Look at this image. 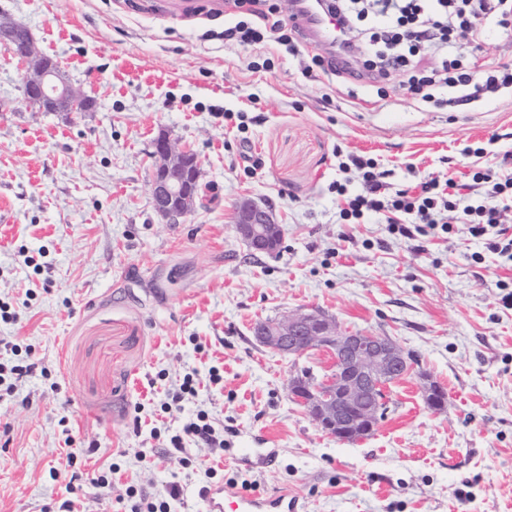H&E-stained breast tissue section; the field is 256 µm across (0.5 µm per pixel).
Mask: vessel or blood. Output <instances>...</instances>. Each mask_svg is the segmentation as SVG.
<instances>
[{
	"instance_id": "vessel-or-blood-1",
	"label": "vessel or blood",
	"mask_w": 512,
	"mask_h": 512,
	"mask_svg": "<svg viewBox=\"0 0 512 512\" xmlns=\"http://www.w3.org/2000/svg\"><path fill=\"white\" fill-rule=\"evenodd\" d=\"M294 15L308 41L338 45L336 20L323 9L321 0H296ZM203 500L205 512H298L297 499L284 490L262 496L218 484L206 488Z\"/></svg>"
}]
</instances>
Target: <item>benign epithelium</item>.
<instances>
[{
  "mask_svg": "<svg viewBox=\"0 0 512 512\" xmlns=\"http://www.w3.org/2000/svg\"><path fill=\"white\" fill-rule=\"evenodd\" d=\"M22 27L0 22V43L21 46L17 58L26 65L23 76L28 101L41 112H90L91 99L72 86L58 64L36 50ZM154 171L150 203L164 224H183L197 209L201 170L195 154L180 148L167 134L153 142ZM232 229L254 253H272L282 244L284 231L273 209L251 198L239 200ZM256 341L284 360L309 351H324L332 364L317 381L306 372L294 376L291 398L298 402L325 434L338 442H354L371 435L385 414V390L411 372L404 348L389 336L342 329L336 319L318 307L296 309L277 321L253 327ZM421 391L436 413L447 410L445 389L424 378Z\"/></svg>",
  "mask_w": 512,
  "mask_h": 512,
  "instance_id": "benign-epithelium-1",
  "label": "benign epithelium"
}]
</instances>
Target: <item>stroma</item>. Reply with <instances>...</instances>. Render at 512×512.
<instances>
[{
	"label": "stroma",
	"instance_id": "1",
	"mask_svg": "<svg viewBox=\"0 0 512 512\" xmlns=\"http://www.w3.org/2000/svg\"><path fill=\"white\" fill-rule=\"evenodd\" d=\"M0 16L96 102L37 111L0 44V303L17 315L0 341L40 367L0 398V512H59L70 483L76 512H116L131 487L205 512L202 487L231 479L288 489L306 512H512V260L471 240L462 210L417 251L384 216L343 223L336 192L359 183L340 168L352 154L396 189L427 172L468 182L512 153V90L421 110L394 80L380 109L369 84L304 78L285 47L225 45L233 17L216 0H0ZM162 131L202 170L201 205L177 226L149 203ZM243 196L273 203L279 252L251 256L234 235ZM302 306L416 359L366 439L324 435L289 394L328 356L289 362L252 335ZM423 373L446 413L426 406ZM188 374L195 394L171 404ZM199 413L224 445L187 442L184 467L159 440ZM108 468L103 490L92 479Z\"/></svg>",
	"mask_w": 512,
	"mask_h": 512
}]
</instances>
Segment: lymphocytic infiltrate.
Listing matches in <instances>:
<instances>
[{"instance_id": "lymphocytic-infiltrate-1", "label": "lymphocytic infiltrate", "mask_w": 512, "mask_h": 512, "mask_svg": "<svg viewBox=\"0 0 512 512\" xmlns=\"http://www.w3.org/2000/svg\"><path fill=\"white\" fill-rule=\"evenodd\" d=\"M267 0H224L226 13L237 15L234 26L225 28L224 38L242 44L273 42L295 48L297 32L287 31L283 20H269ZM326 10L338 16L346 37L341 53L350 55L360 47L361 68L337 65L335 55L312 56L305 75L321 71L325 76L364 79L370 85L401 77L413 100L437 108L457 109L497 94L512 86V68H481L464 61L459 35L482 37L489 29L512 32V0H324ZM437 54L440 66L424 69L423 56ZM362 174L358 193L346 197L340 210L344 220L359 219L368 212H388L390 234L408 240L429 236L442 229L451 232L438 216L463 209L468 232L483 240L487 251L512 258V225L503 220L501 204L512 199V176H505L491 163L474 172L472 189L478 204H463L453 179L425 174L407 188L390 191L385 172L372 159L353 158Z\"/></svg>"}]
</instances>
